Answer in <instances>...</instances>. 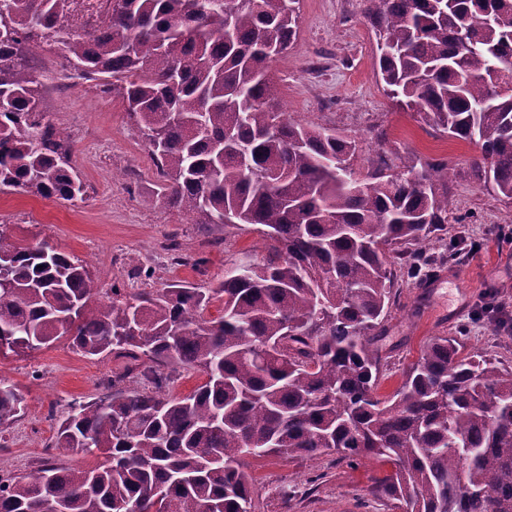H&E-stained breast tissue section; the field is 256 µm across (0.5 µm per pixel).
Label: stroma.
<instances>
[{
	"label": "stroma",
	"mask_w": 512,
	"mask_h": 512,
	"mask_svg": "<svg viewBox=\"0 0 512 512\" xmlns=\"http://www.w3.org/2000/svg\"><path fill=\"white\" fill-rule=\"evenodd\" d=\"M367 0H300L299 28L273 66L289 119L341 130L358 145L357 174L383 155L396 166L411 160L448 164V191L464 222L448 223L462 244L480 250L447 269L426 299L403 289L388 319L391 352L378 393L391 395L403 374L438 336L464 337L468 352L512 365V330L499 327L486 303L512 307V201L498 198L470 176L474 144L449 137L422 114L397 108L377 76V46ZM42 84V106L73 144L71 165L87 187L71 202L29 193H0V225L8 241L47 240L81 259L103 296L125 295L185 281L216 284L224 271L260 261L266 241L251 224H204L198 215L169 208L147 139L123 104L93 83L75 78L67 54L54 45L32 61ZM178 242V252L168 249ZM186 262L174 264V254ZM113 355L85 356L60 339L37 352L0 357V381L16 387L24 413L0 430V472L31 471L55 441L71 407L105 396L104 378L121 371ZM256 512H389L376 494L387 472L374 459L357 464L335 456L268 457L254 461Z\"/></svg>",
	"instance_id": "1"
}]
</instances>
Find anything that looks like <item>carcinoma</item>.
<instances>
[{"label":"carcinoma","mask_w":512,"mask_h":512,"mask_svg":"<svg viewBox=\"0 0 512 512\" xmlns=\"http://www.w3.org/2000/svg\"><path fill=\"white\" fill-rule=\"evenodd\" d=\"M75 2L0 0V193L85 194L30 66L57 44L144 131L168 206L260 225L270 244L210 288L127 300L114 286L104 302L82 260L6 244L0 228L7 351L65 337L130 360L54 443L104 460L1 474L0 512H255L251 462L285 454L387 463L379 490L401 512H512V366L438 337L376 395L400 283L425 288L458 257L448 165L393 172L381 156L360 177L355 141L280 111L269 62L296 38L299 0H106L94 32L65 24ZM368 2L388 95L480 147L470 175L511 201L512 0ZM219 298L223 315L206 319ZM169 365L206 381L169 395ZM136 374L152 390L126 386ZM23 412L0 382V426Z\"/></svg>","instance_id":"cac0c4a2"}]
</instances>
